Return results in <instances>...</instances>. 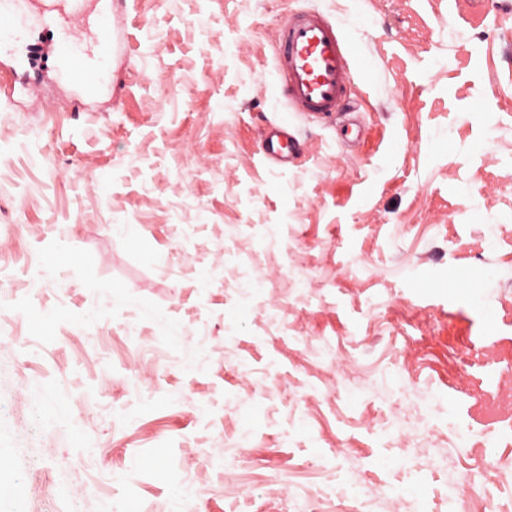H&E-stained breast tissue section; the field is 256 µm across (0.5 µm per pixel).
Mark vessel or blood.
I'll list each match as a JSON object with an SVG mask.
<instances>
[{
	"label": "vessel or blood",
	"mask_w": 512,
	"mask_h": 512,
	"mask_svg": "<svg viewBox=\"0 0 512 512\" xmlns=\"http://www.w3.org/2000/svg\"><path fill=\"white\" fill-rule=\"evenodd\" d=\"M28 0H0V42L27 40ZM124 0H101L93 28V44H85L81 30L56 29L49 43L55 71L79 91L78 108H85L110 86L116 64L126 59L121 23ZM278 83L289 108L306 119L326 121L346 110L352 83L351 48L342 24L315 11L288 13L277 33ZM15 68L26 89L36 87L32 70L38 69L37 53L15 55ZM285 129L269 126L265 152L272 160L284 157L290 144Z\"/></svg>",
	"instance_id": "vessel-or-blood-1"
}]
</instances>
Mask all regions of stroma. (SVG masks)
<instances>
[{"instance_id": "stroma-1", "label": "stroma", "mask_w": 512, "mask_h": 512, "mask_svg": "<svg viewBox=\"0 0 512 512\" xmlns=\"http://www.w3.org/2000/svg\"><path fill=\"white\" fill-rule=\"evenodd\" d=\"M341 21L347 116L289 112L290 10ZM127 61L78 112L47 74L0 112V512H377L437 497L444 437L389 388L473 422L482 340L512 357V0H126ZM302 145L285 166L269 124ZM466 356L465 379L448 364ZM57 401L37 430L26 396ZM83 487L77 503L62 494ZM283 139H286V141H283ZM264 141L265 152L274 162L284 157L285 150L288 151L290 149L288 133L285 129L272 124L265 131ZM393 404L399 405L401 403H408L411 410L414 411L419 419L424 422L423 433H431L437 429V425L433 423V418L425 411L429 410L431 406L426 401V396L415 389H410L408 386L401 387L398 391L393 393Z\"/></svg>"}]
</instances>
